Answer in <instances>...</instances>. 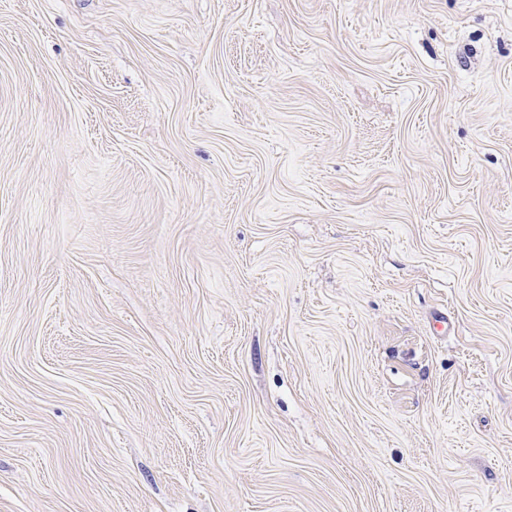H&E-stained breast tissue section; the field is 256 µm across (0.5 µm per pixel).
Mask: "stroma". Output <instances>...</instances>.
Wrapping results in <instances>:
<instances>
[{"label":"stroma","instance_id":"1","mask_svg":"<svg viewBox=\"0 0 512 512\" xmlns=\"http://www.w3.org/2000/svg\"><path fill=\"white\" fill-rule=\"evenodd\" d=\"M0 512H512V0H0Z\"/></svg>","mask_w":512,"mask_h":512}]
</instances>
